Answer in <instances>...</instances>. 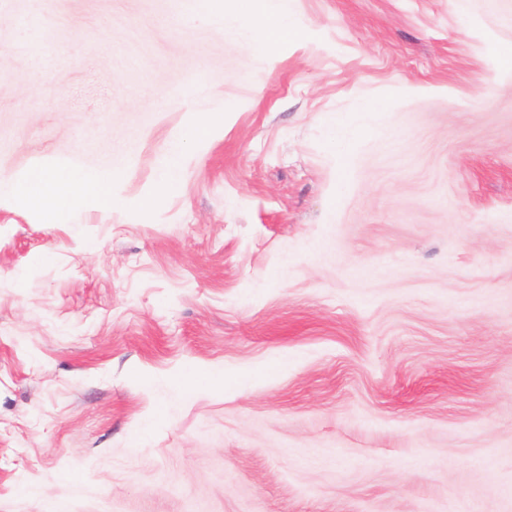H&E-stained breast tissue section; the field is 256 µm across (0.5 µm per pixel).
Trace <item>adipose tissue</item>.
Returning a JSON list of instances; mask_svg holds the SVG:
<instances>
[{
  "mask_svg": "<svg viewBox=\"0 0 512 512\" xmlns=\"http://www.w3.org/2000/svg\"><path fill=\"white\" fill-rule=\"evenodd\" d=\"M294 29L288 0H263L260 26L250 31L249 36L253 42L261 44L285 41ZM10 191L26 197L32 206L45 210L72 206L88 197L107 204L112 201L110 179L70 167L38 170L25 183L12 185Z\"/></svg>",
  "mask_w": 512,
  "mask_h": 512,
  "instance_id": "1",
  "label": "adipose tissue"
}]
</instances>
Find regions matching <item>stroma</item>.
Listing matches in <instances>:
<instances>
[{
    "label": "stroma",
    "mask_w": 512,
    "mask_h": 512,
    "mask_svg": "<svg viewBox=\"0 0 512 512\" xmlns=\"http://www.w3.org/2000/svg\"><path fill=\"white\" fill-rule=\"evenodd\" d=\"M211 5L0 0V512H512V0ZM261 23L257 30L247 28L254 43L285 41L292 35L295 23L288 0H263ZM221 115L223 118V113L211 112L210 118L207 122L197 125L188 133L177 138L171 144L166 155L160 161V168L162 171V190L169 188L178 177L183 143L187 140H199L207 136L211 121L215 118L221 117ZM9 192L23 195L32 206L45 210L73 206L88 197L100 199L108 205L112 203L109 178L70 167L38 170L25 183L13 184Z\"/></svg>",
    "instance_id": "35a3bbf8"
}]
</instances>
